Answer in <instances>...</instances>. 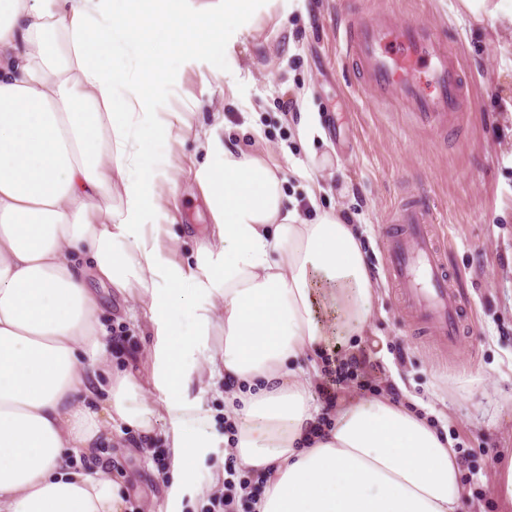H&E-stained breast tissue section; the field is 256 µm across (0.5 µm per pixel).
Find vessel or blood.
Here are the masks:
<instances>
[{
  "mask_svg": "<svg viewBox=\"0 0 512 512\" xmlns=\"http://www.w3.org/2000/svg\"><path fill=\"white\" fill-rule=\"evenodd\" d=\"M339 39L361 89L377 104L431 128L468 111L458 56L428 22L360 18ZM384 259L398 300L423 329L452 344L469 332L459 279L448 270L445 239L429 209L413 199L397 206Z\"/></svg>",
  "mask_w": 512,
  "mask_h": 512,
  "instance_id": "b4317fda",
  "label": "vessel or blood"
}]
</instances>
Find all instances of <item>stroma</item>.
I'll use <instances>...</instances> for the list:
<instances>
[{
  "label": "stroma",
  "instance_id": "stroma-1",
  "mask_svg": "<svg viewBox=\"0 0 512 512\" xmlns=\"http://www.w3.org/2000/svg\"><path fill=\"white\" fill-rule=\"evenodd\" d=\"M390 13L422 19L460 56L472 93V110L460 119L463 133L424 129L392 108H375L356 87L336 41L341 19ZM497 18L473 19L459 0H280L270 16L246 21L218 74L186 71L163 108L186 113L196 130L210 129L221 113L225 142L280 166L286 194L307 219L337 208L355 224L366 263L377 284L366 336L334 354L356 360L355 379L343 395L388 396L406 407L431 406L448 427L461 483L473 512H503L496 492L502 468L512 462V47L497 40ZM336 154L338 171L314 169L313 158ZM194 139L172 144L176 181L162 200L174 219L172 246L193 263L197 240L212 233V220L189 175L201 162ZM322 187L308 203L301 169ZM430 206L448 234V265L462 276L472 329L448 346L413 332L383 260L393 210L408 196ZM100 295V318L110 334L112 364L149 381V314L90 280ZM205 417L189 434L206 431L193 473L199 495L182 512H205L224 481V382L201 395ZM163 431L146 448L126 434L106 451L109 470L128 479L132 512H157L165 479L153 454H164Z\"/></svg>",
  "mask_w": 512,
  "mask_h": 512
}]
</instances>
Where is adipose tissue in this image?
Returning <instances> with one entry per match:
<instances>
[{
  "mask_svg": "<svg viewBox=\"0 0 512 512\" xmlns=\"http://www.w3.org/2000/svg\"><path fill=\"white\" fill-rule=\"evenodd\" d=\"M278 0H0V512H125L101 466L111 425L166 420L181 512L204 436L197 389L234 385L224 453L263 477L255 512H466L455 452L427 417L355 396L314 436L319 356L364 335L376 300L341 211L301 219L277 169L218 137L195 169L216 228L175 258L159 200L184 113L159 90L220 62ZM106 287L150 312L152 377L97 367Z\"/></svg>",
  "mask_w": 512,
  "mask_h": 512,
  "instance_id": "adipose-tissue-1",
  "label": "adipose tissue"
}]
</instances>
